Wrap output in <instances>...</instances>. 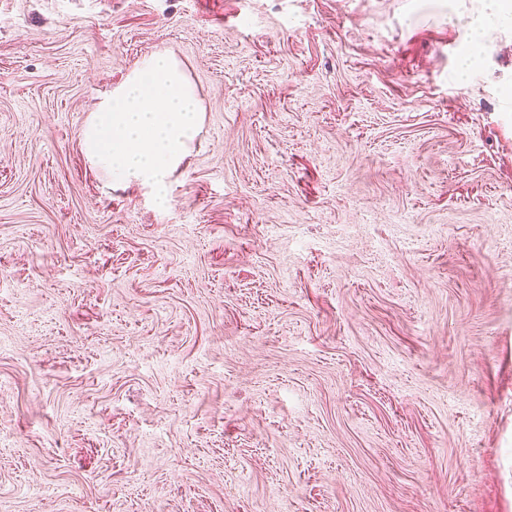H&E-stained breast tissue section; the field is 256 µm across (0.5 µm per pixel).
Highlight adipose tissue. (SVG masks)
<instances>
[{
  "mask_svg": "<svg viewBox=\"0 0 512 512\" xmlns=\"http://www.w3.org/2000/svg\"><path fill=\"white\" fill-rule=\"evenodd\" d=\"M455 11L466 24L467 40L460 54L459 71L467 75L475 66L478 48L494 42L502 26L512 22V0H462Z\"/></svg>",
  "mask_w": 512,
  "mask_h": 512,
  "instance_id": "ef3b65f1",
  "label": "adipose tissue"
}]
</instances>
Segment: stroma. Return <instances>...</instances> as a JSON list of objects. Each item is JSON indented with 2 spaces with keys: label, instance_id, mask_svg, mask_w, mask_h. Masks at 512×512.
I'll return each mask as SVG.
<instances>
[{
  "label": "stroma",
  "instance_id": "obj_1",
  "mask_svg": "<svg viewBox=\"0 0 512 512\" xmlns=\"http://www.w3.org/2000/svg\"><path fill=\"white\" fill-rule=\"evenodd\" d=\"M451 0H0V512H512V26ZM167 51L157 207L81 130ZM466 0L456 1L455 11L465 20L466 46L460 54L459 71L469 75L475 68L477 49L494 42L501 27L512 21L510 0ZM457 2H462L458 4Z\"/></svg>",
  "mask_w": 512,
  "mask_h": 512
}]
</instances>
